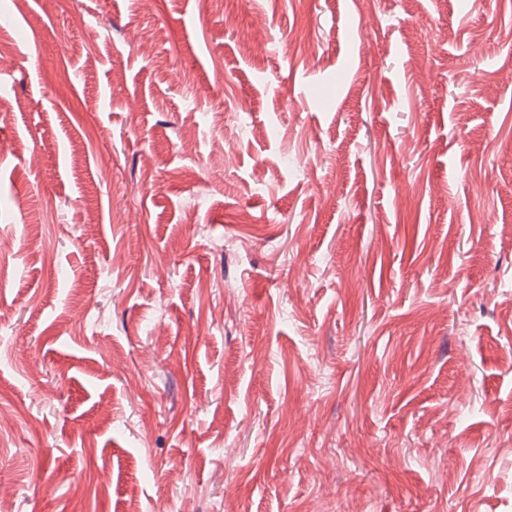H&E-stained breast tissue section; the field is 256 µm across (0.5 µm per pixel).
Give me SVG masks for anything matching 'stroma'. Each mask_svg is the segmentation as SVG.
<instances>
[{
    "instance_id": "stroma-1",
    "label": "stroma",
    "mask_w": 512,
    "mask_h": 512,
    "mask_svg": "<svg viewBox=\"0 0 512 512\" xmlns=\"http://www.w3.org/2000/svg\"><path fill=\"white\" fill-rule=\"evenodd\" d=\"M0 47V512H512V0Z\"/></svg>"
}]
</instances>
